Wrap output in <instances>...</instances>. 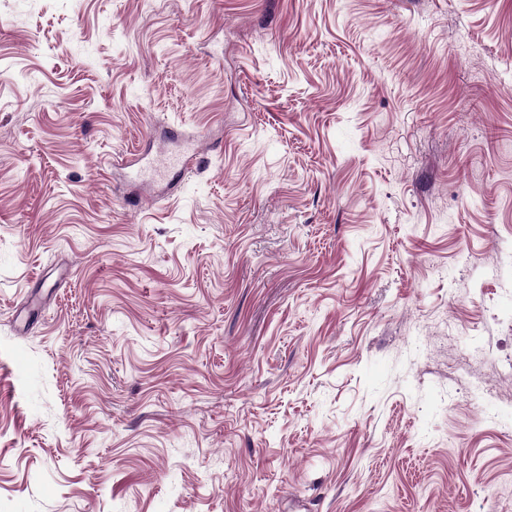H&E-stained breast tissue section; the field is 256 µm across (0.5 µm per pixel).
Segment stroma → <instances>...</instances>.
Segmentation results:
<instances>
[{
    "label": "stroma",
    "instance_id": "35a3bbf8",
    "mask_svg": "<svg viewBox=\"0 0 512 512\" xmlns=\"http://www.w3.org/2000/svg\"><path fill=\"white\" fill-rule=\"evenodd\" d=\"M510 422L512 0H0V512H512ZM166 161L173 167L178 168L180 171L189 172L202 170L207 167V158L202 152H194L190 155L178 153L171 155Z\"/></svg>",
    "mask_w": 512,
    "mask_h": 512
}]
</instances>
